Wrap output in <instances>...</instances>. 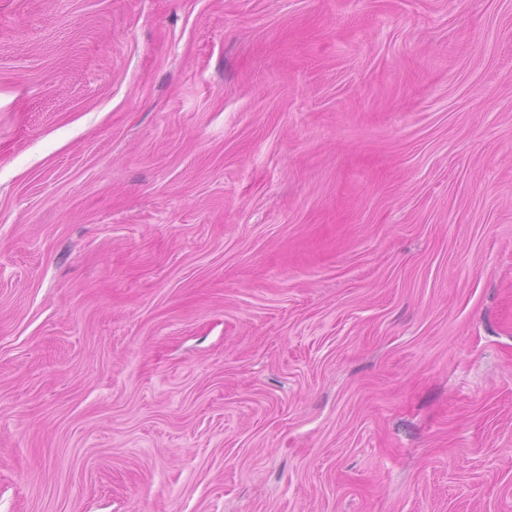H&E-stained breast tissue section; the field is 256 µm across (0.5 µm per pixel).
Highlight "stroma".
Returning a JSON list of instances; mask_svg holds the SVG:
<instances>
[{"instance_id": "1", "label": "stroma", "mask_w": 512, "mask_h": 512, "mask_svg": "<svg viewBox=\"0 0 512 512\" xmlns=\"http://www.w3.org/2000/svg\"><path fill=\"white\" fill-rule=\"evenodd\" d=\"M0 512H512V0H0Z\"/></svg>"}]
</instances>
